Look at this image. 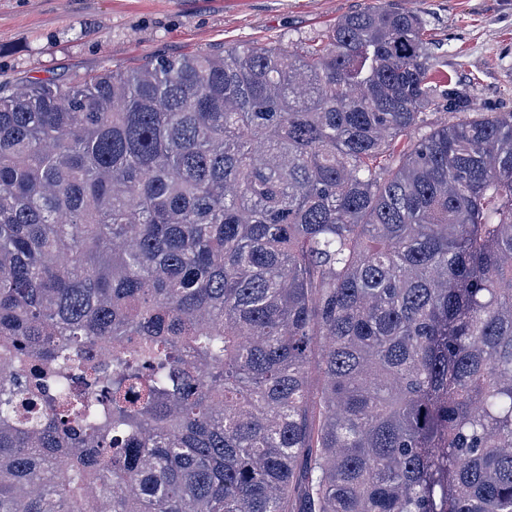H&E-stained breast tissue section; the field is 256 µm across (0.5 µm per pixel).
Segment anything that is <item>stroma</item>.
I'll list each match as a JSON object with an SVG mask.
<instances>
[{
  "mask_svg": "<svg viewBox=\"0 0 512 512\" xmlns=\"http://www.w3.org/2000/svg\"><path fill=\"white\" fill-rule=\"evenodd\" d=\"M369 0H0V81L66 84L151 57L243 43L291 48ZM418 11L433 76L512 111V0H392Z\"/></svg>",
  "mask_w": 512,
  "mask_h": 512,
  "instance_id": "stroma-1",
  "label": "stroma"
}]
</instances>
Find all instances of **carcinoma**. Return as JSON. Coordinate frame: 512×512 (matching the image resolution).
Instances as JSON below:
<instances>
[{
	"instance_id": "cac0c4a2",
	"label": "carcinoma",
	"mask_w": 512,
	"mask_h": 512,
	"mask_svg": "<svg viewBox=\"0 0 512 512\" xmlns=\"http://www.w3.org/2000/svg\"><path fill=\"white\" fill-rule=\"evenodd\" d=\"M425 28L0 83V512H512V112Z\"/></svg>"
}]
</instances>
